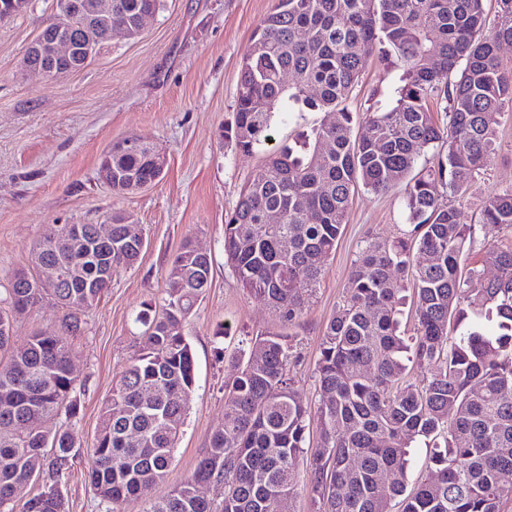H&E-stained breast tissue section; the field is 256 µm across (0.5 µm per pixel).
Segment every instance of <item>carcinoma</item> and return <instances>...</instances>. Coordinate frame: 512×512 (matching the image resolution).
Instances as JSON below:
<instances>
[{
	"mask_svg": "<svg viewBox=\"0 0 512 512\" xmlns=\"http://www.w3.org/2000/svg\"><path fill=\"white\" fill-rule=\"evenodd\" d=\"M96 0H56L45 31L70 27L103 47L111 21L94 16ZM276 0L244 56L234 126L226 138L251 154L272 139L284 102L330 114L296 146L267 152L224 221V259L241 287L262 298L284 325L300 319L325 262L336 249L359 187L385 194L405 186L403 236L373 237L359 250L343 303L327 323L316 363L320 400L310 408L294 387L286 336L267 333L237 357L224 384V424L191 474L143 512H279L296 494L306 457L315 512H500L512 497L499 473L512 468V244H492L482 263L462 270L476 225L460 203L498 149L501 115L512 113V0ZM162 0H112L119 36L134 38ZM376 52L400 69L388 102L373 108L353 135L348 100ZM83 55L49 78L84 68ZM444 112L439 122L429 108ZM433 151L432 165L416 170ZM156 148L112 143L116 195L154 183ZM281 215L278 224L268 215ZM482 227L512 229V188L483 198ZM129 216L112 213V238L92 224H48L34 266L59 269L44 284L15 272L0 308V510L16 489L45 475L21 512H66L64 477L79 456L60 415L79 412L70 371L71 337L116 273L140 257L145 238L127 233ZM212 258L187 238L165 275V304L144 315L142 345L102 403L90 448L88 479L107 512L162 482L173 462L195 391L193 350L184 324L210 286ZM416 302L415 336L400 331L405 293ZM67 310L55 333L13 344V324L40 302ZM319 442L307 448L310 426ZM433 440L429 475L407 490L409 448ZM224 484V499H201L202 483Z\"/></svg>",
	"mask_w": 512,
	"mask_h": 512,
	"instance_id": "1",
	"label": "carcinoma"
}]
</instances>
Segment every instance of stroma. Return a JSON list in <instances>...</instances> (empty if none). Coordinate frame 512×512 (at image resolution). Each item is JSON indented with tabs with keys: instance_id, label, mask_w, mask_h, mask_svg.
<instances>
[{
	"instance_id": "stroma-1",
	"label": "stroma",
	"mask_w": 512,
	"mask_h": 512,
	"mask_svg": "<svg viewBox=\"0 0 512 512\" xmlns=\"http://www.w3.org/2000/svg\"><path fill=\"white\" fill-rule=\"evenodd\" d=\"M274 0H163L160 11L133 39L116 38L81 70L47 80L21 61L54 12L53 0H29L19 14L0 19V298L12 272L31 266L34 247L49 224H103L113 212L129 213L148 244L130 268L112 277L100 302L83 315L73 338L81 384L80 413L59 418L77 446L89 448L102 402L111 394L141 344L140 311L162 305L164 275L184 238L211 255V283L184 325L196 364V389L164 482L149 493L166 494L193 471L224 422V384L233 359L251 338L274 331L287 336L289 375L305 402L319 399L314 368L326 323L343 302L363 241L392 240L407 228L402 188L355 193L336 250L298 323L280 322L265 302L240 287L224 263V218L262 153L244 155L225 137L233 126L239 73L251 37ZM394 66L374 54L347 105L355 125L369 99L385 89ZM135 136L165 157L162 179L116 195L98 175L100 159L116 140ZM499 151L464 207L480 219L482 197L512 187V119L503 118ZM64 311L42 302L17 319L16 345L33 332L59 329ZM79 456L61 482L69 512H106Z\"/></svg>"
}]
</instances>
